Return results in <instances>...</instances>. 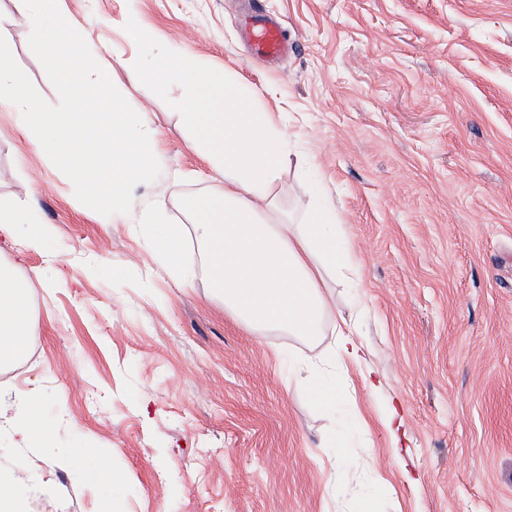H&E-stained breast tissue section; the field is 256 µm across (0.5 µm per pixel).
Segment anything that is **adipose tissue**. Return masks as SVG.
<instances>
[{"label":"adipose tissue","instance_id":"adipose-tissue-1","mask_svg":"<svg viewBox=\"0 0 512 512\" xmlns=\"http://www.w3.org/2000/svg\"><path fill=\"white\" fill-rule=\"evenodd\" d=\"M158 85L178 84V118L190 148L224 180L223 188L192 197L186 224L163 221L165 205L141 214L144 241L175 279L191 284V252H198L211 297L244 329L277 331L316 343L336 304L328 282L341 278L358 287L361 264L344 225L323 200H315L300 222L288 221L274 191L283 170L286 134L273 113L245 105L242 85L220 79L193 55L174 64L155 62ZM35 198L24 207H0V234L21 230L25 249L38 250L48 230L34 219ZM32 334L28 295L11 264L0 263V367L18 361ZM369 346L356 322L338 328L332 369L369 365ZM293 374L305 377L310 394L327 411L342 399L340 380L318 373L311 357L297 359ZM27 461L0 475V512H30Z\"/></svg>","mask_w":512,"mask_h":512}]
</instances>
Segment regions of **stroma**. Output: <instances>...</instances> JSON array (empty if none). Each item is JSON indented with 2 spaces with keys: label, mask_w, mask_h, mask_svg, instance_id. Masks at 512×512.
Segmentation results:
<instances>
[{
  "label": "stroma",
  "mask_w": 512,
  "mask_h": 512,
  "mask_svg": "<svg viewBox=\"0 0 512 512\" xmlns=\"http://www.w3.org/2000/svg\"><path fill=\"white\" fill-rule=\"evenodd\" d=\"M113 84L156 131L159 176L124 224L101 223L71 180L0 112V204L38 196L41 251L0 247L27 287L34 335L0 369V400L40 398L50 441L18 447L0 425V472L28 458L30 512H512V0H262L293 50L248 55L238 0H68ZM136 15L148 39L127 38ZM49 104L60 97L30 30L0 35ZM242 84L289 135L277 190L291 220L315 193L364 265L362 332L380 381L342 378L362 470L338 473L334 417L288 378L314 345L241 327L203 271L177 287L143 240L142 210L217 186L175 114L179 87L135 62L181 53ZM404 418L395 452L381 419ZM120 478L107 481V474ZM418 480L409 486L408 477Z\"/></svg>",
  "instance_id": "stroma-1"
}]
</instances>
